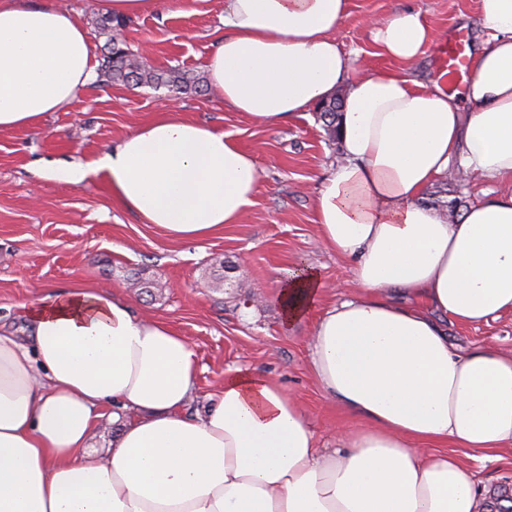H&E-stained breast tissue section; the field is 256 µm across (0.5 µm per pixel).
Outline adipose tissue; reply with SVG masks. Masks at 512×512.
<instances>
[{
  "instance_id": "obj_1",
  "label": "adipose tissue",
  "mask_w": 512,
  "mask_h": 512,
  "mask_svg": "<svg viewBox=\"0 0 512 512\" xmlns=\"http://www.w3.org/2000/svg\"><path fill=\"white\" fill-rule=\"evenodd\" d=\"M349 0H224L208 56L225 106L275 125L347 85L342 159L315 201L316 238L354 296L322 307L321 271L278 286L282 325L315 322L309 366L354 427L319 448L304 411L249 367L185 411L196 352L120 292L58 286L27 310L28 342L0 335V512H481L461 455L512 447V356L462 350L447 323L512 315V192L455 219L423 203L459 169L512 182V0H479L483 33L461 111L439 85L361 72L336 33ZM405 65L437 36L405 8L367 18ZM84 26L52 0H0V131L33 129L93 83ZM103 174L115 202L177 240L239 223L257 192L253 154L223 129L167 112L69 173ZM122 421L89 453L103 418Z\"/></svg>"
}]
</instances>
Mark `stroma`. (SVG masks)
<instances>
[{"label":"stroma","instance_id":"stroma-1","mask_svg":"<svg viewBox=\"0 0 512 512\" xmlns=\"http://www.w3.org/2000/svg\"><path fill=\"white\" fill-rule=\"evenodd\" d=\"M83 23L96 57L106 38L96 21L103 0H56ZM418 8L439 39L464 30L468 41L482 32L478 0H349L337 32L345 52L371 71L394 69L380 55L362 20L402 8ZM224 0H160L157 9L125 20L132 51L152 50L161 71L180 69L205 76L204 61L224 36ZM178 109L186 118L232 133L253 151L260 180L244 220L201 241H173L116 204L102 175L79 183L48 177L44 166L70 167L115 146L132 129ZM316 108L277 125H258L225 107L211 92L177 93L169 87L93 83L61 111L47 113L33 130L0 132V332L29 334L26 310L52 287L128 290L134 311L169 323L194 346L198 382L190 411L204 410L227 370L248 366L279 381L300 402L307 423L326 440L349 416L329 402L308 365L310 322L285 330L278 283L301 265L318 267L329 284L326 300L354 288L343 264L318 246L313 224L319 184L340 158ZM491 183L455 173L443 175L423 201L458 214L484 200ZM223 284H216L218 263ZM156 283L140 292L133 273ZM449 339L462 347L492 344L512 352V315L478 327L449 325ZM480 485L512 497V450L490 458L463 457Z\"/></svg>","mask_w":512,"mask_h":512}]
</instances>
